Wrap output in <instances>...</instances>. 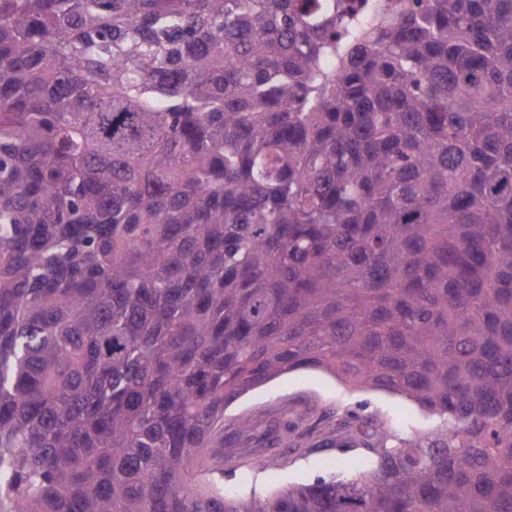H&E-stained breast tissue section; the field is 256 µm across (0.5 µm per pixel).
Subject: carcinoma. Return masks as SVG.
Listing matches in <instances>:
<instances>
[{
  "instance_id": "obj_1",
  "label": "carcinoma",
  "mask_w": 512,
  "mask_h": 512,
  "mask_svg": "<svg viewBox=\"0 0 512 512\" xmlns=\"http://www.w3.org/2000/svg\"><path fill=\"white\" fill-rule=\"evenodd\" d=\"M0 0V512H512V0ZM320 368L371 464L199 481L305 425L224 407Z\"/></svg>"
}]
</instances>
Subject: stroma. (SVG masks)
<instances>
[{
    "label": "stroma",
    "instance_id": "stroma-1",
    "mask_svg": "<svg viewBox=\"0 0 512 512\" xmlns=\"http://www.w3.org/2000/svg\"><path fill=\"white\" fill-rule=\"evenodd\" d=\"M308 412L313 430L304 434L301 450L282 452L260 468L244 467L215 473L208 481L216 488L265 497L289 484H308L331 474L345 475L363 468L373 455L366 445L348 444L337 427L357 415L387 424L391 431L426 433L438 421L404 396L381 390L359 389L317 369L283 374L229 404L224 433L232 435L234 421L243 415L275 416L284 411Z\"/></svg>",
    "mask_w": 512,
    "mask_h": 512
}]
</instances>
